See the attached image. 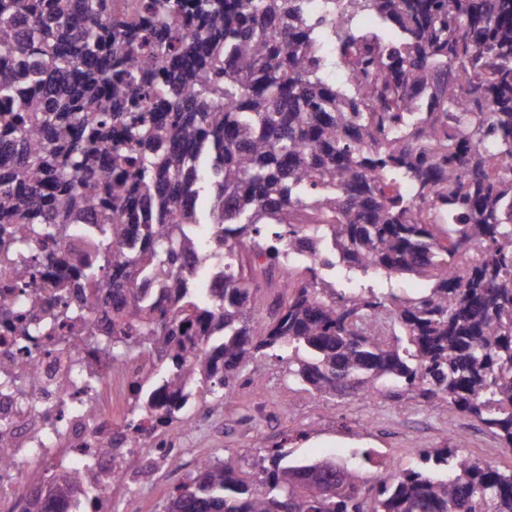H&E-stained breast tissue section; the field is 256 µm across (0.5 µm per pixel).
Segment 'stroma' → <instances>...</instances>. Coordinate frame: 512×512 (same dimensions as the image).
Returning a JSON list of instances; mask_svg holds the SVG:
<instances>
[{"mask_svg":"<svg viewBox=\"0 0 512 512\" xmlns=\"http://www.w3.org/2000/svg\"><path fill=\"white\" fill-rule=\"evenodd\" d=\"M235 413L209 411L203 421L179 435V452L168 473L145 483L139 467L128 474L129 493L112 499L111 512H166L169 493L186 482L199 460L223 458L232 451L244 471L258 470L268 450L282 448L302 459H348L353 452L371 450L373 462L361 465L367 483L380 472L410 468L423 448L454 447L463 438L462 457L512 468V454L500 448L484 426L460 414L445 416L415 399L393 401L379 396L346 395L325 398L296 385L287 362L258 358L246 371V381L234 396Z\"/></svg>","mask_w":512,"mask_h":512,"instance_id":"1","label":"stroma"}]
</instances>
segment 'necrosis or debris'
<instances>
[{"label":"necrosis or debris","instance_id":"4bbe7bcc","mask_svg":"<svg viewBox=\"0 0 512 512\" xmlns=\"http://www.w3.org/2000/svg\"><path fill=\"white\" fill-rule=\"evenodd\" d=\"M15 261L31 264L34 273L22 282L14 266L0 265V297L19 304L15 311L0 307V434L11 442L10 459L0 462V512H25L32 499L47 512H76L74 498L52 490L51 478L60 476L79 492L99 493L102 503H111L112 478L128 468L127 461L112 460V440L121 432L114 410L125 400L138 362L130 358L113 368L110 355L50 324L65 299L83 307L94 330L103 329L112 316V285L82 297L79 258L50 244L33 245ZM18 313L38 335L16 334ZM36 469L47 472L48 482L30 480Z\"/></svg>","mask_w":512,"mask_h":512}]
</instances>
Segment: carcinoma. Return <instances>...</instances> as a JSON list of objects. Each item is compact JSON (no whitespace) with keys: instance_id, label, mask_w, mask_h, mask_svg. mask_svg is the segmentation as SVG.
<instances>
[{"instance_id":"obj_1","label":"carcinoma","mask_w":512,"mask_h":512,"mask_svg":"<svg viewBox=\"0 0 512 512\" xmlns=\"http://www.w3.org/2000/svg\"><path fill=\"white\" fill-rule=\"evenodd\" d=\"M0 102V247L82 252L87 295L112 275L110 329L59 321L138 356L124 432L185 421L198 391L235 411L267 355L321 396L455 409L512 452V0H0ZM199 224L224 226L207 300ZM282 247L319 259L262 321L252 262ZM338 267L429 286L347 291ZM318 464L206 458L167 512H512V469L451 448L371 485Z\"/></svg>"}]
</instances>
